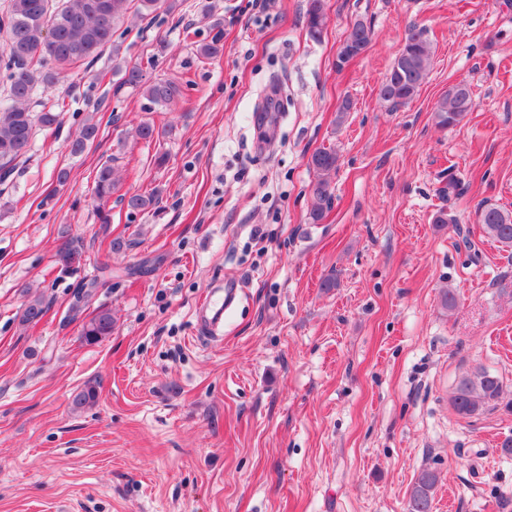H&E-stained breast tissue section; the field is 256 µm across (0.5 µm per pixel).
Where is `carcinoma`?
I'll use <instances>...</instances> for the list:
<instances>
[{
	"label": "carcinoma",
	"instance_id": "1",
	"mask_svg": "<svg viewBox=\"0 0 512 512\" xmlns=\"http://www.w3.org/2000/svg\"><path fill=\"white\" fill-rule=\"evenodd\" d=\"M139 3L138 11L150 15L159 8L160 0H4L0 6V34L6 35V44L0 49V83L6 85V99L0 101V181L7 182L16 167L24 162L31 149L34 127H59L63 112L68 110L65 99H58L50 108L39 112L31 105L42 88L56 83L67 69L89 65L97 59L103 47L112 43L113 27L123 16L131 2ZM104 5L101 16H93L94 5ZM327 21L324 0H309L305 15L308 37L318 41ZM371 26L359 22L352 28L337 59L342 67L349 59L365 53L372 41ZM431 64V49L426 30L417 26L408 29L392 66L379 88V97L392 106L412 100L426 79ZM122 83L139 90L155 105L170 104L183 95L180 83L169 79L146 80L143 70L127 66ZM473 107V93L469 83L460 81L448 88L438 101L433 119L440 128L460 123ZM99 127L87 120L69 144L73 155L84 152L97 138ZM336 150L322 148L314 151L308 164L316 173L312 189L311 217L322 220L331 205L332 190L329 176L336 171ZM118 179L112 160L103 162L94 178L93 196L101 223H109L105 210L107 202L117 190ZM157 197L152 193L133 194L127 198L132 211L156 208ZM479 223L485 237L512 246V213L495 206L479 210ZM81 255L79 240L69 236L60 238L57 257L63 265L70 264ZM46 312L43 301L35 297L25 304L22 322L40 321ZM72 319H82L81 335L87 343H97L112 335V310L99 306L86 313V305L76 302L71 306ZM500 377L482 367L474 368L460 377L455 385L452 406L463 417H471L495 408L501 398ZM96 387L88 385L72 398L74 409L93 405ZM437 473L422 470L409 493V512H430Z\"/></svg>",
	"mask_w": 512,
	"mask_h": 512
}]
</instances>
